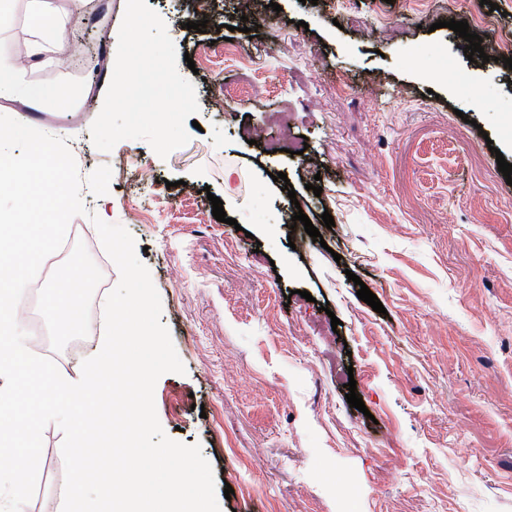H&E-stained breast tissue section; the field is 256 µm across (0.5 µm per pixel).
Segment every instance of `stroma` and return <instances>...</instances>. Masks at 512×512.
Instances as JSON below:
<instances>
[{"instance_id": "1", "label": "stroma", "mask_w": 512, "mask_h": 512, "mask_svg": "<svg viewBox=\"0 0 512 512\" xmlns=\"http://www.w3.org/2000/svg\"><path fill=\"white\" fill-rule=\"evenodd\" d=\"M238 2L213 0L200 33L193 0H147L199 104L189 142L162 158L143 139L102 151L91 138L126 0H40L66 38L33 65L30 3L16 0L0 51L70 106L16 98L0 111L66 139L86 208L68 225L70 257L38 280L53 284L74 255L106 258L92 216L126 226L185 368L157 380V416L199 445L217 490L232 487L221 512H512V186L496 162L512 164V70L466 58L443 26L467 17L455 0H277L250 34ZM81 34L98 70L70 58ZM279 112L303 154L238 136H278ZM298 209L322 241L293 225ZM36 312L42 357L79 378L102 333L75 350L45 304ZM351 381L364 409L345 399ZM62 441L48 424L25 512H62Z\"/></svg>"}]
</instances>
